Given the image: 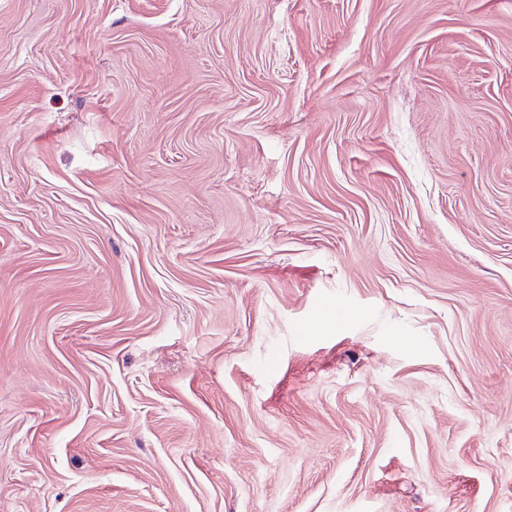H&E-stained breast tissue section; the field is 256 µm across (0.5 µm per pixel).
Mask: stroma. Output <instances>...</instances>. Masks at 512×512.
<instances>
[{"mask_svg":"<svg viewBox=\"0 0 512 512\" xmlns=\"http://www.w3.org/2000/svg\"><path fill=\"white\" fill-rule=\"evenodd\" d=\"M0 512H512V0H0Z\"/></svg>","mask_w":512,"mask_h":512,"instance_id":"obj_1","label":"stroma"}]
</instances>
